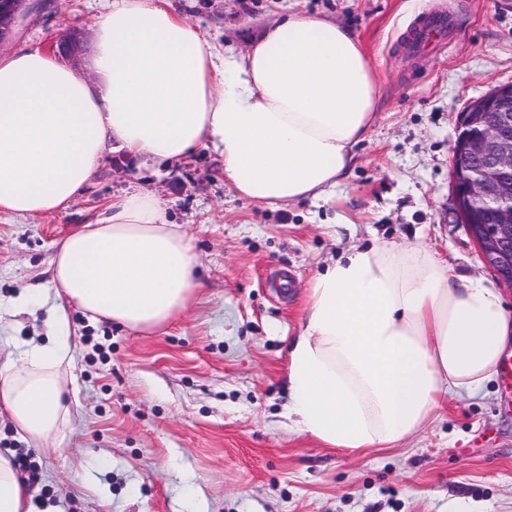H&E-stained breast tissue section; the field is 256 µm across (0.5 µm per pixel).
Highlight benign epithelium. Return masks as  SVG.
Here are the masks:
<instances>
[{
  "label": "benign epithelium",
  "mask_w": 512,
  "mask_h": 512,
  "mask_svg": "<svg viewBox=\"0 0 512 512\" xmlns=\"http://www.w3.org/2000/svg\"><path fill=\"white\" fill-rule=\"evenodd\" d=\"M28 0H0V48ZM454 206L484 264L512 288V82L460 113L451 147Z\"/></svg>",
  "instance_id": "benign-epithelium-1"
}]
</instances>
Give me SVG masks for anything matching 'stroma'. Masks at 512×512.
<instances>
[{
	"mask_svg": "<svg viewBox=\"0 0 512 512\" xmlns=\"http://www.w3.org/2000/svg\"><path fill=\"white\" fill-rule=\"evenodd\" d=\"M106 0H45L4 53L57 52L83 69ZM219 48L243 50L289 9L351 29L380 85L359 163L332 200L259 207L201 151L164 167L108 153L69 211L0 219V358L48 334L57 245L112 198L157 195L198 258L201 288L166 325L141 332L69 313L79 406L59 449L35 448L0 418V451L27 457L40 507L54 512H512V388L494 379L449 398L394 448L351 454L295 433L288 419V344L312 278L350 246L422 242L454 276L495 275L454 211L450 148L458 114L512 82V0H183ZM448 19L441 50L407 48L425 11ZM81 36L75 50L64 36ZM340 222L331 232V222ZM109 456L112 466L92 472Z\"/></svg>",
	"mask_w": 512,
	"mask_h": 512,
	"instance_id": "1",
	"label": "stroma"
}]
</instances>
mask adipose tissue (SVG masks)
<instances>
[{
  "instance_id": "obj_1",
  "label": "adipose tissue",
  "mask_w": 512,
  "mask_h": 512,
  "mask_svg": "<svg viewBox=\"0 0 512 512\" xmlns=\"http://www.w3.org/2000/svg\"><path fill=\"white\" fill-rule=\"evenodd\" d=\"M380 86L358 37L283 12L226 51L177 0H112L94 18L88 70L31 48L0 57V216L71 209L108 152L168 166L200 150L260 205L328 202L357 162ZM186 235L151 192L112 200L55 253L51 334L0 363V412L56 447L71 428L67 307L133 330L165 325L198 282ZM512 313L484 278L456 277L423 245L350 247L310 282L288 352L292 427L349 452L419 432L445 396L495 379ZM0 512H37L0 453Z\"/></svg>"
}]
</instances>
